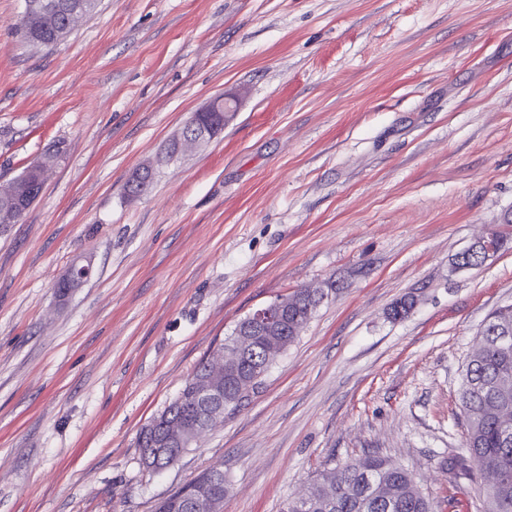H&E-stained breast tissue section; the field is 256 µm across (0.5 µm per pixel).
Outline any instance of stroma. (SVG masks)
I'll return each mask as SVG.
<instances>
[{
  "instance_id": "stroma-1",
  "label": "stroma",
  "mask_w": 512,
  "mask_h": 512,
  "mask_svg": "<svg viewBox=\"0 0 512 512\" xmlns=\"http://www.w3.org/2000/svg\"><path fill=\"white\" fill-rule=\"evenodd\" d=\"M23 11L0 0V185L51 169L0 225V512H155L214 466L223 512H285L365 453L482 512L459 390L512 305V0H99L40 49ZM220 94L223 132L127 199ZM491 225L506 248L455 268ZM330 282L248 403L146 470L141 429L237 323ZM43 170L44 162L31 164L22 172L21 175L11 181L14 183L15 180L22 178L29 185L22 193H18L10 198H1L0 212L3 216L1 217L0 215V224H15L22 219L25 212L40 195L42 190L41 185H43V180L41 178Z\"/></svg>"
}]
</instances>
